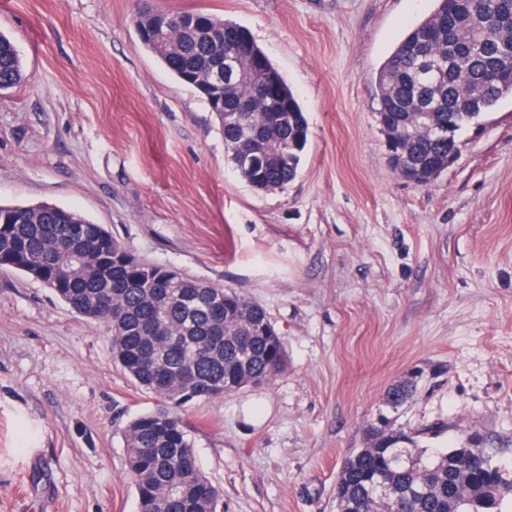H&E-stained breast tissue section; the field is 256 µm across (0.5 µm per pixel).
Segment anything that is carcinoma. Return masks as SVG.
<instances>
[{
  "label": "carcinoma",
  "mask_w": 512,
  "mask_h": 512,
  "mask_svg": "<svg viewBox=\"0 0 512 512\" xmlns=\"http://www.w3.org/2000/svg\"><path fill=\"white\" fill-rule=\"evenodd\" d=\"M137 31L162 28L181 55L173 67L146 37L144 46L180 82L210 98V60L235 46L224 42L228 21L200 11L173 12L142 3ZM241 56L278 86L280 111L255 105L235 112L248 83L224 85V103L210 106L228 160L256 190H282L299 172L309 126L302 107L252 37ZM24 80L14 42L0 34V90ZM378 121L402 178L431 184L460 150L459 132L512 96V0H435L410 27L376 77ZM0 266L42 282L79 316L104 325L117 363L157 407L137 415L125 432L126 458L138 512H223L218 489L203 473L183 408L231 394L241 384H266L286 367V349L265 308L233 289L149 262L127 250L101 224L42 202L0 205ZM413 394L393 385L396 409ZM372 441L344 458L334 494L337 512H505L512 475L486 451L458 473L460 449L432 453L402 431L369 426ZM383 479L391 492L375 495Z\"/></svg>",
  "instance_id": "carcinoma-1"
}]
</instances>
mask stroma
I'll return each instance as SVG.
<instances>
[{"instance_id": "35a3bbf8", "label": "stroma", "mask_w": 512, "mask_h": 512, "mask_svg": "<svg viewBox=\"0 0 512 512\" xmlns=\"http://www.w3.org/2000/svg\"><path fill=\"white\" fill-rule=\"evenodd\" d=\"M156 2L250 30L309 124L298 177L262 193L235 171L133 0H0L25 71L0 93V204L72 209L264 306L284 371L184 409L224 512H336L343 459L383 420L512 473V97L421 187L391 166L375 79L434 0ZM155 406L102 324L0 268V512H137L125 430Z\"/></svg>"}]
</instances>
